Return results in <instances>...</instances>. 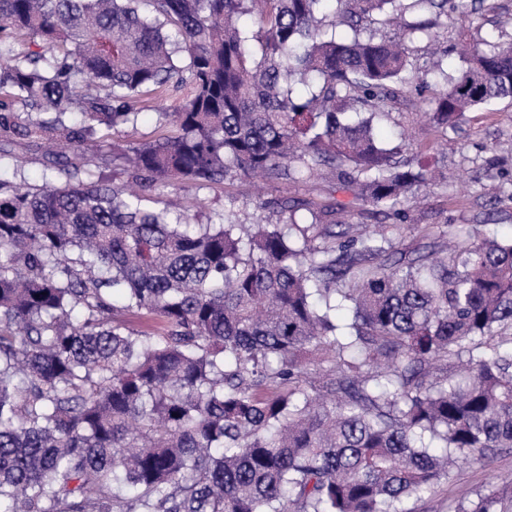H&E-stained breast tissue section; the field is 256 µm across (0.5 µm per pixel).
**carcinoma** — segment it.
<instances>
[{
    "mask_svg": "<svg viewBox=\"0 0 512 512\" xmlns=\"http://www.w3.org/2000/svg\"><path fill=\"white\" fill-rule=\"evenodd\" d=\"M416 2L433 18L376 40L401 0H0V163L22 141L78 157L48 154L40 186L0 178V512H411L512 448V237L440 258L300 201L199 224L88 180L91 145L148 190L329 169L352 201L328 214L404 220L428 170L374 121L409 83L405 42L459 8ZM460 56L417 77L443 132L512 99V42ZM171 87L190 88L159 109L174 135L111 142ZM456 512H512V487Z\"/></svg>",
    "mask_w": 512,
    "mask_h": 512,
    "instance_id": "obj_1",
    "label": "carcinoma"
}]
</instances>
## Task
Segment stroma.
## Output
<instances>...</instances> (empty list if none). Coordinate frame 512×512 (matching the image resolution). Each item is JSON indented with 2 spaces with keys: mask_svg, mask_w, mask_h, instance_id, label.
I'll return each mask as SVG.
<instances>
[{
  "mask_svg": "<svg viewBox=\"0 0 512 512\" xmlns=\"http://www.w3.org/2000/svg\"><path fill=\"white\" fill-rule=\"evenodd\" d=\"M512 14V0H484L469 19L452 14L441 18L433 32L441 48L430 56L424 53L425 38L412 42L413 70L431 75L453 72L461 61L455 47L461 37L499 40L498 19ZM412 98L402 94L392 114L379 120L378 127L390 145L400 146L398 162L437 169L439 178L422 185L404 200L407 228L400 247L413 250L424 239L440 243L445 235L468 228L479 235L512 236V101L502 100L467 113L454 131L427 130L410 144H402L400 134L410 125ZM184 206L202 215L234 206L243 223H265L277 219L284 199L300 200L314 211L331 209L336 201V181L314 178L305 183L288 180L232 178L221 184L180 189ZM512 484V448L499 451L481 464L464 463L453 470L447 482L433 492L411 500L412 512H454L462 493L484 492L494 486Z\"/></svg>",
  "mask_w": 512,
  "mask_h": 512,
  "instance_id": "stroma-1",
  "label": "stroma"
}]
</instances>
